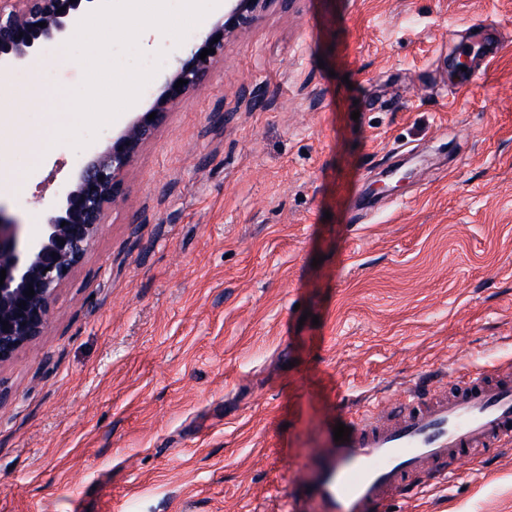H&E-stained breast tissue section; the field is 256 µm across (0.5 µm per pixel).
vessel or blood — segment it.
Listing matches in <instances>:
<instances>
[{
  "instance_id": "vessel-or-blood-1",
  "label": "vessel or blood",
  "mask_w": 512,
  "mask_h": 512,
  "mask_svg": "<svg viewBox=\"0 0 512 512\" xmlns=\"http://www.w3.org/2000/svg\"><path fill=\"white\" fill-rule=\"evenodd\" d=\"M347 442L327 441L288 492L289 512H380L449 481L488 448L512 445V372H468L449 388L417 375L405 390L368 400L349 419Z\"/></svg>"
}]
</instances>
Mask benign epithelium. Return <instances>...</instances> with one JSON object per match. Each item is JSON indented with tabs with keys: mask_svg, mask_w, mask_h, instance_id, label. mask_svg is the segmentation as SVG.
Wrapping results in <instances>:
<instances>
[{
	"mask_svg": "<svg viewBox=\"0 0 512 512\" xmlns=\"http://www.w3.org/2000/svg\"><path fill=\"white\" fill-rule=\"evenodd\" d=\"M101 0H0V69L33 62L44 44L74 28L84 12ZM224 16L193 43L185 57L158 87L151 105L139 113L103 151L84 163L75 182L47 208L45 224L22 240L19 225L0 211V364L14 358L26 344L42 335L49 322L50 302L56 288L80 262L104 223L106 204L116 202L124 178L142 147L154 136L168 114L182 104L224 60V45L255 23L275 0H226ZM46 26L40 27L38 23ZM215 52L200 59L203 49ZM478 52L475 44L452 57L453 72L469 67ZM187 84L175 88L178 80ZM154 119H148L150 114ZM33 287L35 295L25 291ZM26 306L20 308V301ZM8 328H3V322Z\"/></svg>",
	"mask_w": 512,
	"mask_h": 512,
	"instance_id": "benign-epithelium-1",
	"label": "benign epithelium"
}]
</instances>
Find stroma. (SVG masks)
Instances as JSON below:
<instances>
[{"mask_svg": "<svg viewBox=\"0 0 512 512\" xmlns=\"http://www.w3.org/2000/svg\"><path fill=\"white\" fill-rule=\"evenodd\" d=\"M474 23L498 51L465 86ZM64 46L0 70L24 237L156 89L85 148L51 143L72 116L31 88L81 85ZM452 362L512 363V0H292L169 113L0 364V512H289L339 402ZM392 505L512 512V447Z\"/></svg>", "mask_w": 512, "mask_h": 512, "instance_id": "stroma-1", "label": "stroma"}]
</instances>
